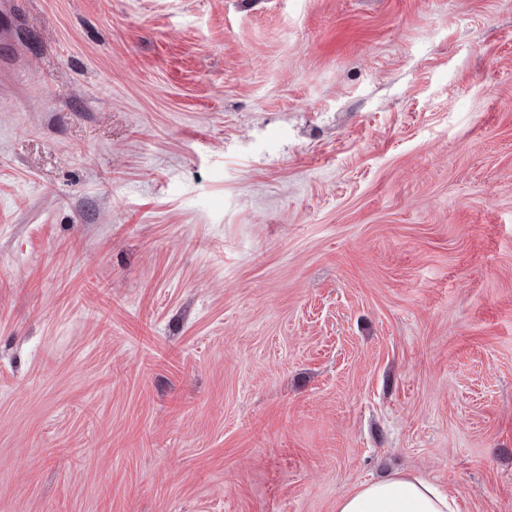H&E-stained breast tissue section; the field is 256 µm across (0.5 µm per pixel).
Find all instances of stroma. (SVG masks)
<instances>
[{"label": "stroma", "instance_id": "stroma-1", "mask_svg": "<svg viewBox=\"0 0 512 512\" xmlns=\"http://www.w3.org/2000/svg\"><path fill=\"white\" fill-rule=\"evenodd\" d=\"M512 512V0H0V512ZM455 500L424 477L395 473L367 482L336 503V512H456Z\"/></svg>", "mask_w": 512, "mask_h": 512}]
</instances>
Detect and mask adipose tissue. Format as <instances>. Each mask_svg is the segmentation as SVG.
I'll list each match as a JSON object with an SVG mask.
<instances>
[{
  "label": "adipose tissue",
  "mask_w": 512,
  "mask_h": 512,
  "mask_svg": "<svg viewBox=\"0 0 512 512\" xmlns=\"http://www.w3.org/2000/svg\"><path fill=\"white\" fill-rule=\"evenodd\" d=\"M336 512H456V504L426 478L397 473L360 485L337 502Z\"/></svg>",
  "instance_id": "1"
}]
</instances>
